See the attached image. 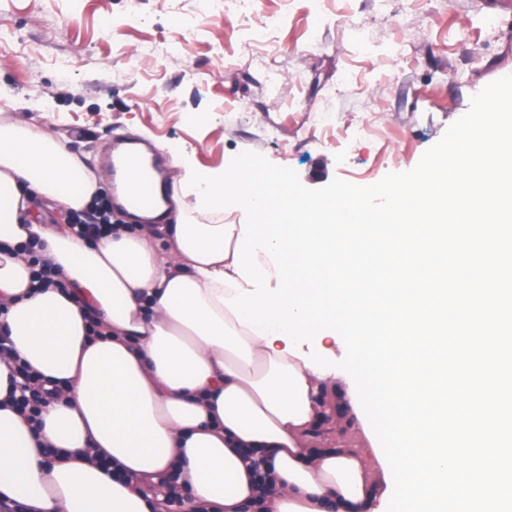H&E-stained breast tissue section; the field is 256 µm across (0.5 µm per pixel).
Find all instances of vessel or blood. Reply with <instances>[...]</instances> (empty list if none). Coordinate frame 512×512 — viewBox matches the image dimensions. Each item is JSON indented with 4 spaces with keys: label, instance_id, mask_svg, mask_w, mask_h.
<instances>
[{
    "label": "vessel or blood",
    "instance_id": "vessel-or-blood-1",
    "mask_svg": "<svg viewBox=\"0 0 512 512\" xmlns=\"http://www.w3.org/2000/svg\"><path fill=\"white\" fill-rule=\"evenodd\" d=\"M111 146L106 170L120 177L119 195L113 198V206L120 210L155 208L169 184L161 154L145 156L137 140L126 136L113 140Z\"/></svg>",
    "mask_w": 512,
    "mask_h": 512
}]
</instances>
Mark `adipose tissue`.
I'll use <instances>...</instances> for the list:
<instances>
[{"instance_id": "obj_1", "label": "adipose tissue", "mask_w": 512, "mask_h": 512, "mask_svg": "<svg viewBox=\"0 0 512 512\" xmlns=\"http://www.w3.org/2000/svg\"><path fill=\"white\" fill-rule=\"evenodd\" d=\"M106 189L60 132L0 112V332L60 390L31 421L0 360V498L25 512H154L177 469L186 512H244L254 490L239 451L257 448L272 512H378L387 482L346 377L314 373L225 305L235 291L215 275L236 273L239 225L195 221L175 182L148 227L80 234L69 214ZM40 201L60 223L32 222ZM34 240L65 289L32 283L16 251Z\"/></svg>"}]
</instances>
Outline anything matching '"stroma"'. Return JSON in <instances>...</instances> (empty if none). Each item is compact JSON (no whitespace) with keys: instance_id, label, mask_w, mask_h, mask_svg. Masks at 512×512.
<instances>
[{"instance_id":"obj_1","label":"stroma","mask_w":512,"mask_h":512,"mask_svg":"<svg viewBox=\"0 0 512 512\" xmlns=\"http://www.w3.org/2000/svg\"><path fill=\"white\" fill-rule=\"evenodd\" d=\"M0 0V110L40 105L85 162L110 136L186 148L225 171L251 151L319 188L413 169L512 71L502 0ZM375 36L357 38L356 25Z\"/></svg>"}]
</instances>
